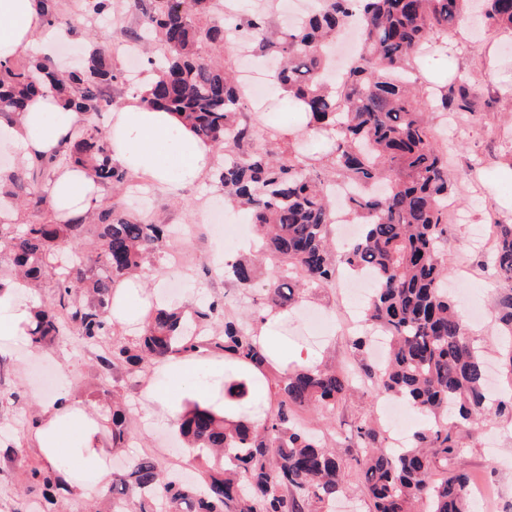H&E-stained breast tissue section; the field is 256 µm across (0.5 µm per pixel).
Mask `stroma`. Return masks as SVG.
<instances>
[{"mask_svg": "<svg viewBox=\"0 0 512 512\" xmlns=\"http://www.w3.org/2000/svg\"><path fill=\"white\" fill-rule=\"evenodd\" d=\"M138 17L127 0H120L116 14L94 17L86 28L71 36L81 51L96 43V34L110 41L112 65L127 67L126 29L136 27ZM433 70H449L463 80L468 107L457 112L455 130L437 124L434 135L440 148L449 154L448 169L460 183V194L453 213L448 216V240L443 260L449 272L452 298L461 313L477 308L483 313L478 321H468V337L475 347L485 351L488 362H495L500 346L494 307L499 284L485 266L486 251L477 249L474 228L490 223L512 224V179L501 173L512 158V35L499 31L475 32L470 23H462L459 33L448 39V51L432 60ZM247 118L257 127V144L275 148L272 135L293 126L294 117L286 112L276 91H269L261 107L250 108ZM127 211L157 224H194L195 237L181 239L179 248L190 258L188 268L197 285L194 302L221 299L243 306L237 282L229 277L207 274L205 268L216 250L236 259L249 258L252 228L245 212L224 197V190L213 174H205L195 184L171 192L150 186L147 195L124 199ZM344 280L335 287H303L300 308L288 320V342L301 346L312 362L336 367L362 361V354L349 344L353 329L338 322V301L343 298ZM48 368L55 377H68L69 395L100 417H108L110 402L98 391L93 348L76 342L47 344L39 348L27 342L0 346V436L12 437L24 428L29 447H36V431L29 420L39 418L40 401L52 400L53 391L45 389L39 371ZM145 374L118 371L110 387L126 402L133 438L119 454L131 459L143 454L160 456L176 448L175 429L156 427L144 420L142 391ZM378 402L369 393L361 394L337 406L326 415L303 409L299 418L309 428L325 434L345 451L350 429L358 421L377 411ZM465 448L464 466L471 477L487 480L494 489L487 506L476 512H512V418L478 421L461 427Z\"/></svg>", "mask_w": 512, "mask_h": 512, "instance_id": "35a3bbf8", "label": "stroma"}]
</instances>
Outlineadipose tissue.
<instances>
[{"label":"adipose tissue","instance_id":"1","mask_svg":"<svg viewBox=\"0 0 512 512\" xmlns=\"http://www.w3.org/2000/svg\"><path fill=\"white\" fill-rule=\"evenodd\" d=\"M69 36L67 28L47 26L34 0H0V59L33 48L49 55L56 43ZM80 121V115L63 108L52 92L31 98L18 118L4 126L17 166L54 154L71 126ZM107 134L115 161L130 173L148 176L154 184L172 191L201 179L214 161L210 145L200 141L177 115L148 103L140 89L113 108ZM101 191L88 169L58 170L51 189L54 223L83 219L96 206ZM26 289V283L19 279L0 293V337L20 338L31 327L33 313L23 299ZM181 305V298L169 295L162 283L150 285L143 276L136 275L115 290L111 319L137 326L144 323L152 308L177 309ZM287 325V312L273 311L254 328L270 362L283 370L305 361L302 349L289 348ZM224 365L223 359L210 355H187L158 364V379L145 390L148 420L157 426L173 427L199 406L223 416L226 426L238 424L239 415L224 406ZM99 434L97 418L72 402L68 393H60L41 408L40 453L51 465L65 456L77 459L89 473V481L74 479L69 470L62 476L67 486L86 498L102 494L109 483L110 469Z\"/></svg>","mask_w":512,"mask_h":512}]
</instances>
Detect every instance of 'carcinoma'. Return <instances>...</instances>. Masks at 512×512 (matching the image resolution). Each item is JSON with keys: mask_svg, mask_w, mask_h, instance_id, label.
<instances>
[{"mask_svg": "<svg viewBox=\"0 0 512 512\" xmlns=\"http://www.w3.org/2000/svg\"><path fill=\"white\" fill-rule=\"evenodd\" d=\"M86 2L88 14L64 21L57 0H36V7L48 25L63 22L73 29L84 27L89 14L112 9V0ZM216 2L133 0L141 24L127 32L131 46L165 47L160 62L148 59V99L181 115L201 139L224 151L216 168L224 195L248 210L270 262L264 307L290 308L299 299L298 280L334 282L343 264L373 281L363 323L386 337L387 353L356 370L297 368L283 374L266 363L253 324L218 300L189 311L157 309L134 340L111 342L114 288L141 271L146 255L167 235L166 225L129 216L115 202L73 224L15 229L10 218L0 219L14 278L51 288L50 300L34 311L31 346L72 336L92 346L100 389L118 370L146 373L156 362L202 347L262 367L270 382L276 405L261 427L242 423L229 429L224 418L195 409L182 420L180 435L192 448L219 450L221 459L199 464L196 479L188 481L152 456L137 457L109 491L110 512H329L343 492L341 460L323 435L296 422V412L333 410L361 388L402 399L425 419L398 450L371 419L353 429L349 453L372 512H472L470 477L458 466L457 429L512 414V397H491L486 364L444 288L448 270L440 253L456 186L429 114L462 110L464 85L454 94L437 78L420 87L412 79L418 64L447 47L448 31L464 18L470 0H318L315 13L282 30L262 4L229 22L214 18ZM483 16L489 28L512 31V0H484ZM348 25L357 28L362 52L347 67V105L338 112L328 48ZM245 31L259 53L280 60L274 81L288 107L309 112L315 128L335 131L336 144L322 165L307 164L293 150L253 147L257 132L243 118L239 86L203 50L206 44L221 48ZM110 56L104 37L69 73L46 56L0 59V119L11 121L45 89L84 116L53 156L32 163V176L12 175L13 199L50 208L58 167L89 168L114 197L130 185L128 172L112 160L106 133L93 122L104 88L125 79ZM336 181L356 187L345 208L362 224L340 252L333 247L336 210L329 195ZM488 266L503 285L496 321L507 344L501 371L512 383L511 224L496 225ZM225 274L251 286L252 272L244 264L230 265ZM247 395L243 375L228 371L224 399L240 403ZM108 425L112 447H126V409L112 408ZM1 453L23 464L37 512H54L55 494L63 489L59 471L30 459L20 441Z\"/></svg>", "mask_w": 512, "mask_h": 512, "instance_id": "1", "label": "carcinoma"}]
</instances>
